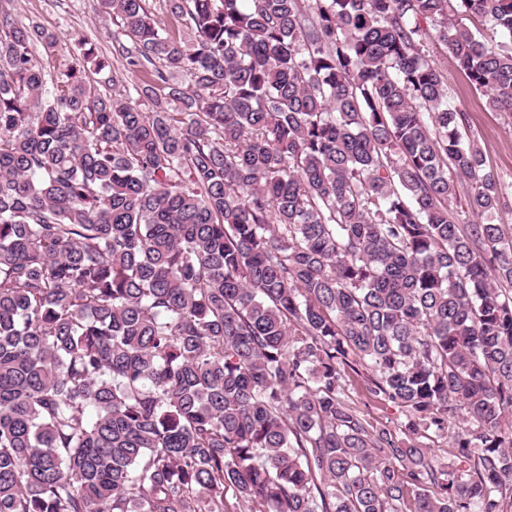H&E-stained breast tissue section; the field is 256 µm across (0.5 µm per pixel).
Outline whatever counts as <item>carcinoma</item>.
I'll use <instances>...</instances> for the list:
<instances>
[{"label": "carcinoma", "instance_id": "1", "mask_svg": "<svg viewBox=\"0 0 512 512\" xmlns=\"http://www.w3.org/2000/svg\"><path fill=\"white\" fill-rule=\"evenodd\" d=\"M10 2L0 512H507L503 186L422 47L511 115L512 0H98L57 78ZM367 376V370L364 368H359V375L351 373L345 386L346 396L366 415L373 426L396 425L403 420L401 410L390 402L370 398L364 386Z\"/></svg>", "mask_w": 512, "mask_h": 512}]
</instances>
